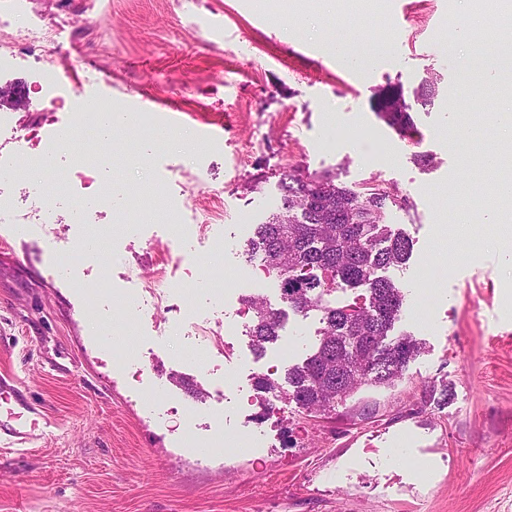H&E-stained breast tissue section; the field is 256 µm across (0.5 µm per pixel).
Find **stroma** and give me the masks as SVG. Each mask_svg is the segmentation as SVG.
I'll return each instance as SVG.
<instances>
[{
	"label": "stroma",
	"instance_id": "35a3bbf8",
	"mask_svg": "<svg viewBox=\"0 0 512 512\" xmlns=\"http://www.w3.org/2000/svg\"><path fill=\"white\" fill-rule=\"evenodd\" d=\"M103 2L112 47L86 94L157 113L160 128L187 141L162 147L135 125L114 128V145L143 147L129 165L103 138L79 139L98 160L92 180L137 197L163 184L169 207L191 215L202 200L187 188L199 179L221 191L224 219L178 246L160 217L95 208L89 226L109 235L110 249L74 270L110 282L93 319L56 272V253L81 231L66 209L53 224H0V373L16 377L38 413L29 442L0 436V512H512V232L480 212L459 220L453 206L497 130L458 150L448 129L481 121L500 100L492 85L464 102L456 95L475 56L449 54L446 29L472 19L468 0H371L342 27L336 0H307L314 35L294 28L287 0ZM24 8L66 50L61 81L76 79L88 45L79 33L96 14H82L76 0L61 14L46 0ZM334 40L370 52L369 68H339L326 47ZM428 77L438 95L424 104L414 91ZM388 85L404 91L406 128L374 108ZM69 120L16 113L0 129V153ZM291 169L409 196L410 208L386 221L410 235L413 254L385 275L406 295L395 334L414 335L423 349L395 386L362 387L321 414L281 398L261 423L258 377L283 379L313 353L321 315L287 310L276 282L252 285L244 258H216L210 242L247 240L279 205ZM161 267L162 303L142 290ZM212 281L224 283V297L210 294ZM115 289L134 305L115 304ZM249 294L285 312L278 344L262 354L250 336L224 334ZM188 416L201 435L219 418L260 445L188 450Z\"/></svg>",
	"mask_w": 512,
	"mask_h": 512
}]
</instances>
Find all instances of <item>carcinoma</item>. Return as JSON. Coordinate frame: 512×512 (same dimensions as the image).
Segmentation results:
<instances>
[{
    "label": "carcinoma",
    "mask_w": 512,
    "mask_h": 512,
    "mask_svg": "<svg viewBox=\"0 0 512 512\" xmlns=\"http://www.w3.org/2000/svg\"><path fill=\"white\" fill-rule=\"evenodd\" d=\"M404 97L393 87L378 91L374 108L391 126L404 128L410 117ZM494 189L512 176V157L503 151L499 165L486 171ZM280 205L247 240L249 260L260 258L278 281L282 299L297 313L318 311L323 328L316 351L286 369L289 393L300 408L324 412L343 403L363 385L391 386L422 350L411 335L390 336L405 295L394 281L377 275L409 261L413 244L384 223L386 210L409 206L397 187L376 184L363 190L337 182L333 172L286 174L280 181ZM330 280L366 295L331 305L323 300ZM245 303L253 311L250 336L258 350L274 343L284 313L258 297Z\"/></svg>",
    "instance_id": "carcinoma-1"
}]
</instances>
